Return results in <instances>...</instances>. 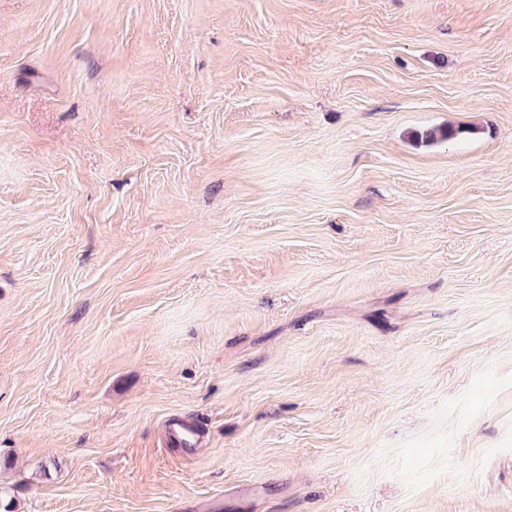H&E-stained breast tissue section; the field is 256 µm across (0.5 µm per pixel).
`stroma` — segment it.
I'll list each match as a JSON object with an SVG mask.
<instances>
[{"label": "stroma", "instance_id": "1", "mask_svg": "<svg viewBox=\"0 0 512 512\" xmlns=\"http://www.w3.org/2000/svg\"><path fill=\"white\" fill-rule=\"evenodd\" d=\"M0 506L512 512V0H0Z\"/></svg>", "mask_w": 512, "mask_h": 512}]
</instances>
